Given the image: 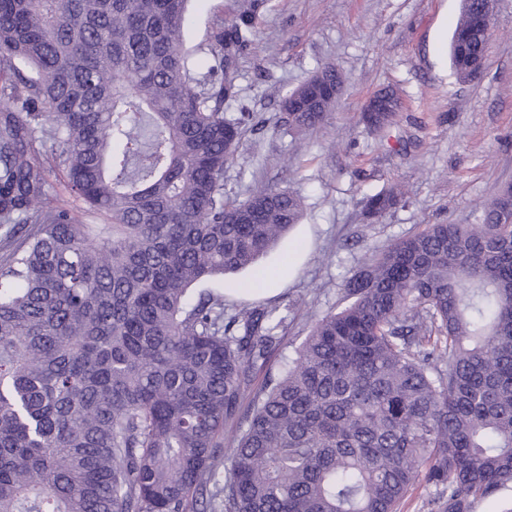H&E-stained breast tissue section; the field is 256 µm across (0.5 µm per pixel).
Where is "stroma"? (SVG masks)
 Masks as SVG:
<instances>
[{
  "label": "stroma",
  "mask_w": 512,
  "mask_h": 512,
  "mask_svg": "<svg viewBox=\"0 0 512 512\" xmlns=\"http://www.w3.org/2000/svg\"><path fill=\"white\" fill-rule=\"evenodd\" d=\"M233 0H191L188 46L208 44ZM460 0H269L255 45L238 63L229 115L254 112L265 127L246 132L224 170V195L245 201L257 183L304 199L300 224L256 269L225 286L270 273L271 296L225 295L228 312L291 305L288 329L251 390L279 374L308 331L311 315L336 309L342 284L372 250L426 224H472L495 188L512 182V0H499L484 73L459 80L445 47ZM333 65L343 85L327 122L301 135L273 119L285 94L316 68ZM390 88L400 121L384 133L360 121L367 99ZM397 185L403 202L373 224L359 213L366 195Z\"/></svg>",
  "instance_id": "stroma-1"
}]
</instances>
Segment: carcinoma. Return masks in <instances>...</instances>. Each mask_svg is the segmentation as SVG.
<instances>
[{"label":"carcinoma","mask_w":512,"mask_h":512,"mask_svg":"<svg viewBox=\"0 0 512 512\" xmlns=\"http://www.w3.org/2000/svg\"><path fill=\"white\" fill-rule=\"evenodd\" d=\"M189 2L0 0V512H399L416 485L434 512H474L512 488V185L475 224L372 252L244 401L288 314L226 318L207 284L255 266L304 203L269 185L224 199L244 128L266 124L224 105L267 0H236L203 73ZM481 7L462 0L452 37L463 81L487 51ZM341 85L318 69L276 123L322 126ZM48 170L105 223L50 204Z\"/></svg>","instance_id":"carcinoma-1"}]
</instances>
